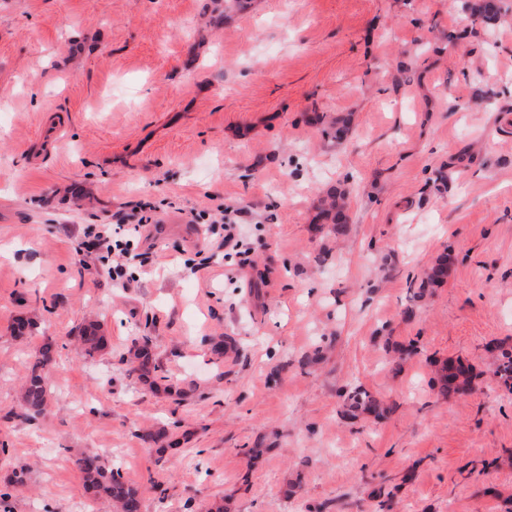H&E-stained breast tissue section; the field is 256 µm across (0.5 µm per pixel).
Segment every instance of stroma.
Returning a JSON list of instances; mask_svg holds the SVG:
<instances>
[{
    "label": "stroma",
    "instance_id": "1",
    "mask_svg": "<svg viewBox=\"0 0 512 512\" xmlns=\"http://www.w3.org/2000/svg\"><path fill=\"white\" fill-rule=\"evenodd\" d=\"M465 3L0 0V512H111L80 448L142 512H380L386 492L512 512V391L489 369L512 348V0L495 21ZM336 190L339 238L314 222ZM230 203L253 212L245 267L206 231ZM118 211L145 220L146 262L115 282L78 243ZM142 335L174 393L126 375ZM49 337L51 413L23 420ZM449 359L471 392L440 394ZM357 385L385 418L341 417ZM452 262V257L448 254L440 255L435 263L429 268L426 276L418 285L414 294L417 299H421L425 295L426 287L441 283L448 273V265ZM80 341L83 346L84 355L93 359L104 347V336L100 334V326L96 323H91L85 326L82 330ZM74 462L94 497L108 500L116 512H141L139 489L102 464L98 455L81 452Z\"/></svg>",
    "mask_w": 512,
    "mask_h": 512
}]
</instances>
